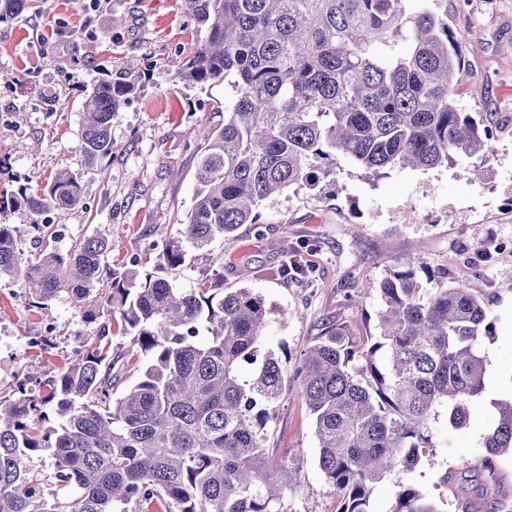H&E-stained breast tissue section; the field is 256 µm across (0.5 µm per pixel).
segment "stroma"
I'll use <instances>...</instances> for the list:
<instances>
[{
    "mask_svg": "<svg viewBox=\"0 0 512 512\" xmlns=\"http://www.w3.org/2000/svg\"><path fill=\"white\" fill-rule=\"evenodd\" d=\"M429 8L457 35L464 57L458 90L468 112L493 113L497 148L481 181L461 166L395 168L371 176L340 163L332 182L293 188L266 201L258 223L209 249H187L186 261L166 275L182 288L223 273L228 288H250L270 310L265 343L286 345L296 366L323 319L335 318L357 337L374 330L381 307L380 280L419 261L452 283H467L485 297L495 324L482 344L486 392L466 427L434 428L448 445L430 451L413 479L448 512H462L442 469L464 471L483 453L495 425L494 400L512 397V0H410ZM198 38L182 0H27L12 24L0 26V195L39 193L64 169L80 167L77 151L86 88L107 74L126 73L136 88L112 117V156L85 172L82 202L51 214L58 245L102 234L113 269L152 271L163 237L176 236L193 204L204 132L224 125V85L188 84L177 71ZM316 241L305 253L309 277L273 276L283 246ZM51 331L55 345L30 347L26 337ZM67 299L50 317L29 310L15 285L0 284V394H12L29 361L59 373L91 340ZM270 456L294 475L283 492V512H338L340 499L318 466L313 417L301 385L288 387L267 425Z\"/></svg>",
    "mask_w": 512,
    "mask_h": 512,
    "instance_id": "35a3bbf8",
    "label": "stroma"
}]
</instances>
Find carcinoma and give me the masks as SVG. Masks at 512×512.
Returning a JSON list of instances; mask_svg holds the SVG:
<instances>
[{"label":"carcinoma","mask_w":512,"mask_h":512,"mask_svg":"<svg viewBox=\"0 0 512 512\" xmlns=\"http://www.w3.org/2000/svg\"><path fill=\"white\" fill-rule=\"evenodd\" d=\"M200 32L179 68L189 83L224 81V126L206 134L197 187L179 239L155 271L116 272L99 235L57 247L42 216L82 200L81 170L58 172L38 195L13 204L33 216L35 249L20 251L18 228L0 224V282L28 306L66 297L99 323L58 374L25 375L0 396V512H281L285 465L269 458L266 425L288 383L287 361L264 347L269 310L250 288L224 289L215 274L197 288L164 277L203 250L255 224L272 195L331 178L345 160L379 176L395 167L433 169L488 161L496 126L457 98L461 48L428 8L408 0H183ZM25 0H0V25ZM134 91L122 76L95 83L82 102L81 166L112 157V114ZM276 274L307 275L302 254ZM377 334L360 341L325 320L294 370L314 418L318 465L341 498L340 512H375V487L392 482L388 512H444L411 479L436 447L433 423L465 427L485 392L481 344L493 336L485 302L464 284L426 288L413 268L379 283ZM138 350L112 356V321ZM207 336L200 337V328ZM137 379L113 397L121 375ZM253 366L241 375L242 364ZM35 381L38 389L27 388ZM469 470L444 471L463 512H505L494 477L512 453V400ZM55 421H50V415ZM48 453L62 493L46 496L31 456Z\"/></svg>","instance_id":"obj_1"}]
</instances>
